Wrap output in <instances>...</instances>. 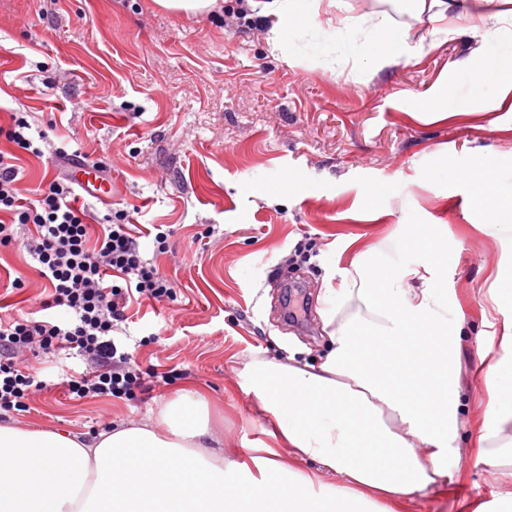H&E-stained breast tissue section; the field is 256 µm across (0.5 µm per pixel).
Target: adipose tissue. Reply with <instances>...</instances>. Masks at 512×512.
<instances>
[{
  "mask_svg": "<svg viewBox=\"0 0 512 512\" xmlns=\"http://www.w3.org/2000/svg\"><path fill=\"white\" fill-rule=\"evenodd\" d=\"M339 0H246L271 20L287 48ZM365 46L395 65L401 33L379 20ZM474 93L490 75L512 92V55L476 53L464 62ZM422 229L408 239L420 261L400 267L357 250L339 286H326L321 316L329 339L318 362L289 356L247 364L246 390L271 415L296 461L277 452L251 464L225 462L208 405L183 390L156 420L118 423L86 439L65 431L0 424V512H378L379 498L439 489L461 436L469 396L458 367L464 325L444 286L447 256ZM502 357L485 375L497 400L486 416L482 462L512 479V322Z\"/></svg>",
  "mask_w": 512,
  "mask_h": 512,
  "instance_id": "1",
  "label": "adipose tissue"
}]
</instances>
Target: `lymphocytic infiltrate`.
Here are the masks:
<instances>
[{
    "mask_svg": "<svg viewBox=\"0 0 512 512\" xmlns=\"http://www.w3.org/2000/svg\"><path fill=\"white\" fill-rule=\"evenodd\" d=\"M30 130L20 112L11 113L8 126L0 125V135L15 147L0 152V247L22 243L44 283L46 316L0 321V412L28 411L33 398L48 389L24 363L33 350H65L93 364V371L66 376L72 399H134L145 388L144 373L118 350L113 334L127 320L129 301H162L173 297L174 285L144 258L128 211L88 224L84 209L75 205L74 183L60 175L39 185L33 196H22L19 154L44 156ZM54 308L69 313L66 324L48 317Z\"/></svg>",
    "mask_w": 512,
    "mask_h": 512,
    "instance_id": "lymphocytic-infiltrate-1",
    "label": "lymphocytic infiltrate"
}]
</instances>
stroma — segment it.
I'll use <instances>...</instances> for the list:
<instances>
[{
  "instance_id": "1",
  "label": "stroma",
  "mask_w": 512,
  "mask_h": 512,
  "mask_svg": "<svg viewBox=\"0 0 512 512\" xmlns=\"http://www.w3.org/2000/svg\"><path fill=\"white\" fill-rule=\"evenodd\" d=\"M367 13L402 31L399 64L378 66L361 42L333 37ZM480 23L472 9L435 32L409 0H345L334 28L311 27L284 52L265 27L245 26L237 0L209 16L164 13L154 0H0V124L25 113L45 153L62 147L109 163L111 203L78 206L93 224L110 208L132 212L144 257L176 284L173 299L132 304L115 336L142 369L173 372L171 382L132 401L77 402L56 387L10 423L90 438L105 424L156 415L192 387L224 436L225 458L246 460L268 441L271 420L243 388L244 366L318 357L328 345L322 288L338 281L355 246L413 264L420 255L405 234L432 225L448 254V305L469 328L459 366L468 453L441 491L403 512L496 504L505 482L479 461L477 435L502 329L484 325L483 310L490 272L512 267V241L479 230L470 178L491 160L497 187H512V106L493 81L472 93L463 60L498 50L471 34ZM445 86L470 112L418 119ZM441 167L448 176L439 180ZM290 183L298 193L278 195ZM365 202L375 219L354 218ZM160 230L164 254L153 244ZM30 264L21 246L0 250V318L40 317L43 287ZM19 276L24 288H10Z\"/></svg>"
}]
</instances>
